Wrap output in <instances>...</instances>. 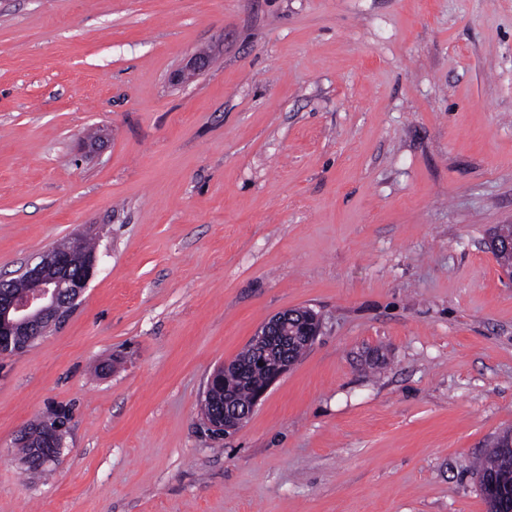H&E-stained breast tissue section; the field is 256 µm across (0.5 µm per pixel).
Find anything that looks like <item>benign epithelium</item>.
<instances>
[{
  "label": "benign epithelium",
  "instance_id": "obj_1",
  "mask_svg": "<svg viewBox=\"0 0 512 512\" xmlns=\"http://www.w3.org/2000/svg\"><path fill=\"white\" fill-rule=\"evenodd\" d=\"M98 265L96 254L83 248L76 238L63 252L53 248L41 255L34 264H27L21 272L28 291L18 296L0 286V356L11 357L26 352L39 338L60 322L76 305L93 279ZM305 337V346L311 347L320 332L318 316L308 309L282 311L264 322L251 344L276 341L282 349L275 368L263 371L252 384L250 401L238 404L227 385L228 376H245V370L231 361L224 363L209 377L205 397L212 398L219 387H224V400L212 412L206 426L215 434L230 435L240 429L271 387L294 365L289 349L288 329ZM68 419L58 415L24 427L18 435V444L34 443L36 448H52L46 464L58 460L62 438ZM486 495L494 504V512H512V483L495 478L484 480Z\"/></svg>",
  "mask_w": 512,
  "mask_h": 512
}]
</instances>
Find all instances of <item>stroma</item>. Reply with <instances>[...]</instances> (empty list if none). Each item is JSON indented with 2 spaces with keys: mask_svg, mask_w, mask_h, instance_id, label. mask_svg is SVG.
Masks as SVG:
<instances>
[{
  "mask_svg": "<svg viewBox=\"0 0 512 512\" xmlns=\"http://www.w3.org/2000/svg\"><path fill=\"white\" fill-rule=\"evenodd\" d=\"M501 224L512 0H0V277L100 257L0 358V512H488ZM294 308L317 340L215 438L209 375ZM60 409L31 477L16 436Z\"/></svg>",
  "mask_w": 512,
  "mask_h": 512,
  "instance_id": "35a3bbf8",
  "label": "stroma"
}]
</instances>
